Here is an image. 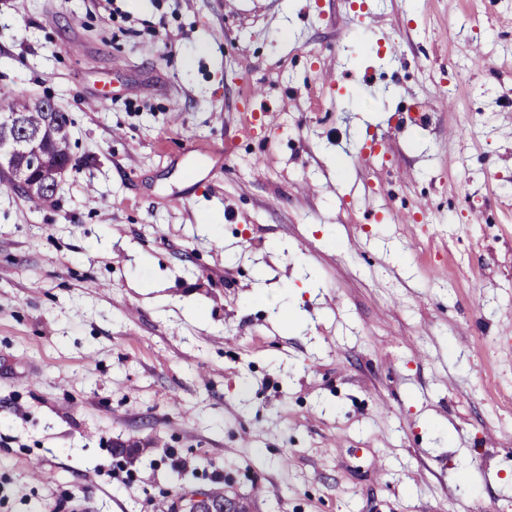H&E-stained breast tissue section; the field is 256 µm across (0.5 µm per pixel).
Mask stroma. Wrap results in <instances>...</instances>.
Masks as SVG:
<instances>
[{
    "label": "stroma",
    "mask_w": 512,
    "mask_h": 512,
    "mask_svg": "<svg viewBox=\"0 0 512 512\" xmlns=\"http://www.w3.org/2000/svg\"><path fill=\"white\" fill-rule=\"evenodd\" d=\"M367 3L0 0V512H512V0ZM43 111L19 112L23 128L30 134L37 135L43 146L46 174L59 163L70 161L68 126L70 118L61 112L53 100L41 98L32 102ZM42 152L37 138H24L19 132L18 124L15 126L14 139L7 137L0 142V163L6 162L8 167L20 164L19 168L27 176L37 171L42 163ZM68 168H69V163L61 164L57 168V170L52 173L51 180L43 183L42 186L44 189L51 190L54 193L49 192L47 190H43V191H36L33 194H28V193L24 192V194L26 196H28L30 199L34 200L36 203L41 204V205L51 203L54 200V195L59 187L60 180L63 177V175L65 174V172L68 170ZM214 498H224L222 500L212 502L209 493L204 490H195L191 493L193 504L205 501L208 504L209 512H241V501L238 498L230 497L219 492H211Z\"/></svg>",
    "instance_id": "35a3bbf8"
}]
</instances>
